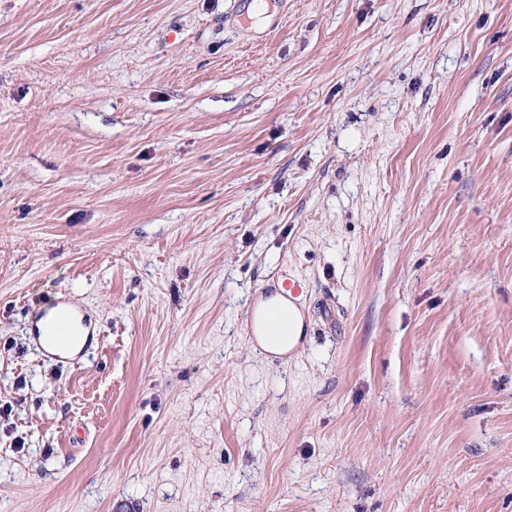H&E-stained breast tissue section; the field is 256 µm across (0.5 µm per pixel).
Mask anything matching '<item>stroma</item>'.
Listing matches in <instances>:
<instances>
[{"instance_id": "stroma-1", "label": "stroma", "mask_w": 512, "mask_h": 512, "mask_svg": "<svg viewBox=\"0 0 512 512\" xmlns=\"http://www.w3.org/2000/svg\"><path fill=\"white\" fill-rule=\"evenodd\" d=\"M1 403L0 512H512V0H0ZM252 343L261 352L286 357L302 345L308 323L289 289L272 288L255 302L250 320ZM44 320L45 318L38 322L37 336H42L44 343L48 346L54 347L61 353H67L73 336H75L71 317L68 314H63L53 324L39 329Z\"/></svg>"}]
</instances>
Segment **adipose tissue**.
<instances>
[{
    "label": "adipose tissue",
    "instance_id": "adipose-tissue-1",
    "mask_svg": "<svg viewBox=\"0 0 512 512\" xmlns=\"http://www.w3.org/2000/svg\"><path fill=\"white\" fill-rule=\"evenodd\" d=\"M252 342L261 352L284 357L302 345L308 323L289 289L279 287L260 295L251 315Z\"/></svg>",
    "mask_w": 512,
    "mask_h": 512
}]
</instances>
